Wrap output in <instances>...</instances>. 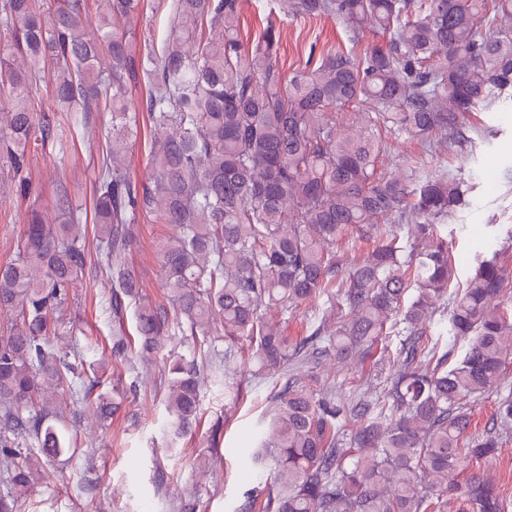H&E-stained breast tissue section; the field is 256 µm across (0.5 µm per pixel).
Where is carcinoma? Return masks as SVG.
<instances>
[{
  "mask_svg": "<svg viewBox=\"0 0 512 512\" xmlns=\"http://www.w3.org/2000/svg\"><path fill=\"white\" fill-rule=\"evenodd\" d=\"M243 0H174L171 32L161 51L133 50L126 23L144 0H96L99 29L84 18L88 0H58L54 12L36 0H0V160L28 191L27 152L49 145L66 156L65 122L35 109L32 91L45 64L56 98L78 113L106 103L112 135L99 172L95 252L87 225L67 195L69 222L38 208L27 214L17 251L0 263V468L6 491L0 512H16L45 460L76 447L56 426L67 406L93 408L106 420L121 402L77 386L68 354L54 343L58 312L92 266L105 270L112 313L121 296L135 300L140 352L159 348L169 325L207 339L249 342L260 374L278 376L259 447L251 463L268 473L273 512H509L512 502L473 463L494 457L499 428L512 424V391L499 396L482 434L467 436L469 400L498 388L512 354V321L501 308L512 293L497 257L478 255L474 275L446 316L460 354L439 351L427 336L435 305L452 279L440 222L466 205L456 177L407 162L378 173L391 152L386 137L408 135L431 150L465 146V119L512 91V0H274L256 44L239 39ZM331 16L358 36L383 43L360 55L328 51L292 77L277 62L279 16ZM223 33L205 36V23ZM150 84L146 112L162 133L150 164L153 184L132 180L126 158L136 114L128 88ZM173 232L156 248L167 302L141 295L127 261L141 216ZM389 217L414 241L382 243L351 267L336 244ZM337 300V326L292 339L288 314L312 297ZM399 336L397 375L383 399L348 405L320 397L288 362L334 357L363 360L387 335ZM167 432L180 436L200 414L197 360L168 368ZM356 428L349 431L344 422Z\"/></svg>",
  "mask_w": 512,
  "mask_h": 512,
  "instance_id": "1",
  "label": "carcinoma"
}]
</instances>
